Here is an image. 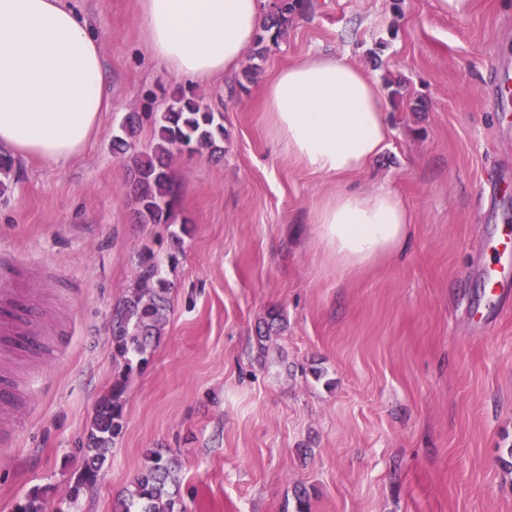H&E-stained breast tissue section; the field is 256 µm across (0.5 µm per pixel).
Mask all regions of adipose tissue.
Here are the masks:
<instances>
[{"label":"adipose tissue","instance_id":"1","mask_svg":"<svg viewBox=\"0 0 512 512\" xmlns=\"http://www.w3.org/2000/svg\"><path fill=\"white\" fill-rule=\"evenodd\" d=\"M262 0H138L153 62L206 83L235 70L266 21ZM112 109L102 37L68 0H0V149L63 168L80 158ZM272 139L289 162L338 180L311 215L338 270L403 252L413 215L390 186L354 191L345 177L370 167L389 128L376 81L362 68L309 54L265 86Z\"/></svg>","mask_w":512,"mask_h":512}]
</instances>
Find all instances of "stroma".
<instances>
[{"label":"stroma","mask_w":512,"mask_h":512,"mask_svg":"<svg viewBox=\"0 0 512 512\" xmlns=\"http://www.w3.org/2000/svg\"><path fill=\"white\" fill-rule=\"evenodd\" d=\"M104 35L112 109L65 168L18 161L0 201V260L33 289L50 334L7 346L0 376V512L35 489L52 512H114L145 455L178 480L174 512H512V287L488 300L477 271L512 226V105L490 73L512 68V0H307L252 78L195 85L224 115V152L178 154L177 262L170 231L140 224L112 136L160 111L180 84L154 66L135 0H78ZM347 58L378 83L390 135L366 171L414 216L405 255L344 273L311 212L336 180L289 166L262 110L265 84L308 53ZM151 246L174 285L146 364L113 360L112 309ZM283 321L265 344L256 327ZM125 384L123 432L99 482L70 500L98 400Z\"/></svg>","instance_id":"obj_1"}]
</instances>
